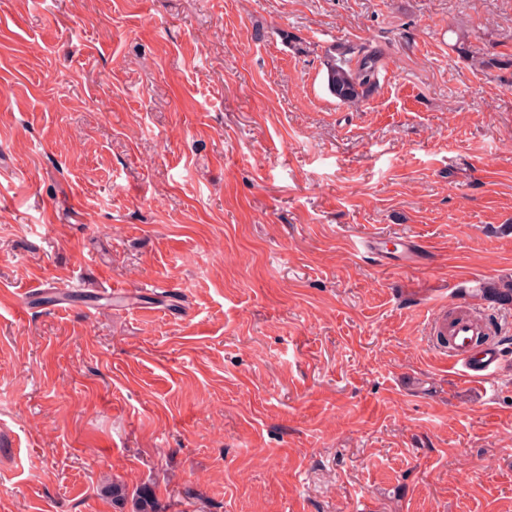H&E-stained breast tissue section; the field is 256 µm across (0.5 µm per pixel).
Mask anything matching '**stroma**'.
I'll use <instances>...</instances> for the list:
<instances>
[{"label":"stroma","mask_w":512,"mask_h":512,"mask_svg":"<svg viewBox=\"0 0 512 512\" xmlns=\"http://www.w3.org/2000/svg\"><path fill=\"white\" fill-rule=\"evenodd\" d=\"M475 52L512 0H0V296L67 294L0 305V512H512V318L479 297L485 384L421 338L512 284V67ZM378 51L342 43L330 45L324 54L325 85L338 104L357 106L379 87ZM361 249L368 253L375 255V257L385 260L390 259L389 255H394L399 258L403 263L406 262L411 256L414 255L413 241L407 239L401 251H391L384 243L381 236H366L360 241Z\"/></svg>","instance_id":"stroma-1"}]
</instances>
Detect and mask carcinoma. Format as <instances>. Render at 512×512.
I'll return each instance as SVG.
<instances>
[{
    "label": "carcinoma",
    "mask_w": 512,
    "mask_h": 512,
    "mask_svg": "<svg viewBox=\"0 0 512 512\" xmlns=\"http://www.w3.org/2000/svg\"><path fill=\"white\" fill-rule=\"evenodd\" d=\"M323 65L326 89L339 104L357 106L379 87L378 51L366 46L333 44L325 50ZM130 500L132 512H160L158 500L149 488L138 490Z\"/></svg>",
    "instance_id": "1"
}]
</instances>
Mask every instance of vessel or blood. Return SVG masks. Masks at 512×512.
Here are the masks:
<instances>
[{
	"label": "vessel or blood",
	"instance_id": "1",
	"mask_svg": "<svg viewBox=\"0 0 512 512\" xmlns=\"http://www.w3.org/2000/svg\"><path fill=\"white\" fill-rule=\"evenodd\" d=\"M433 352L458 366L471 382H487L500 365V354L486 342L485 315L476 306L441 307L424 324Z\"/></svg>",
	"mask_w": 512,
	"mask_h": 512
}]
</instances>
